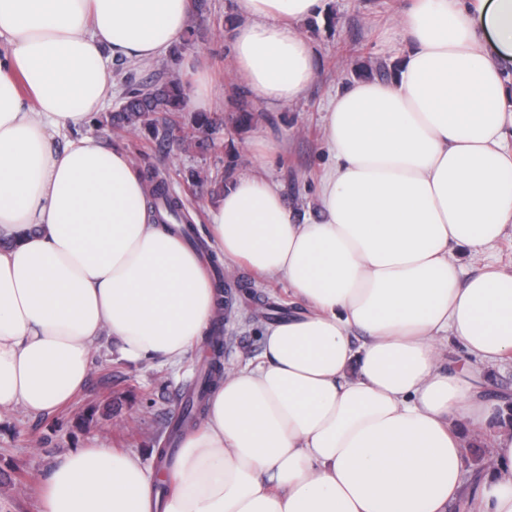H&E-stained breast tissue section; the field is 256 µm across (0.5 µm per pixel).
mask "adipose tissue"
I'll use <instances>...</instances> for the list:
<instances>
[{
  "mask_svg": "<svg viewBox=\"0 0 512 512\" xmlns=\"http://www.w3.org/2000/svg\"><path fill=\"white\" fill-rule=\"evenodd\" d=\"M235 2L245 96L299 101L316 61L298 26L322 0ZM192 5L0 0V412L69 402L102 336L177 366L212 326L196 251L150 223L131 157L79 132L112 97L106 60L167 57ZM399 16L410 47L392 75L324 112L317 215L255 176L205 205L225 260L286 279L301 311L225 375L170 471L78 448L41 512H448L479 443L474 512H512V426L482 389L512 361V265L486 255L512 237V0H404Z\"/></svg>",
  "mask_w": 512,
  "mask_h": 512,
  "instance_id": "1",
  "label": "adipose tissue"
}]
</instances>
